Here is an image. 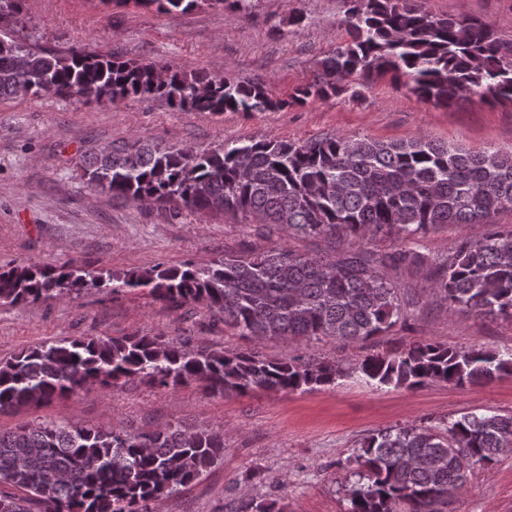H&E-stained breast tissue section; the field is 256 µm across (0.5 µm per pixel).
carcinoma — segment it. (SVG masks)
Returning a JSON list of instances; mask_svg holds the SVG:
<instances>
[{"label":"carcinoma","mask_w":512,"mask_h":512,"mask_svg":"<svg viewBox=\"0 0 512 512\" xmlns=\"http://www.w3.org/2000/svg\"><path fill=\"white\" fill-rule=\"evenodd\" d=\"M165 13L202 5L250 8L251 0H123ZM25 0H0V98L24 92L82 102L158 99L182 112H266L346 92L355 80L405 77L419 98L448 108L477 97L512 103V43L486 22L436 16L414 0H344L349 39L290 99L262 83L186 73L123 60L86 46L35 49L10 22ZM84 177L114 199L209 211L333 244L323 254L278 245L231 253L205 265L157 264L112 271L31 261L0 266V301L70 297L92 289L146 290L174 308L198 305L252 342L288 337L355 343L405 320L400 288L380 269L424 266L431 288L475 316L512 319V152H471L425 137L408 142L332 134L310 141L252 139L218 150H167L114 143L85 161ZM465 229L451 253L424 265L420 235ZM480 228L472 234L470 228ZM377 237L397 248L379 256ZM346 242L354 243L348 250ZM512 371V353L451 349L432 340L334 362L263 358L249 350L197 348L192 338H68L22 349L0 362V412L39 407L90 386L140 379L159 387L196 384L214 395L314 390L351 373L385 387L487 383ZM512 448V414L469 412L441 427L396 426L363 439L348 512H448L468 473ZM224 457V432L181 422L115 431L43 420L0 431V512H155Z\"/></svg>","instance_id":"obj_1"}]
</instances>
